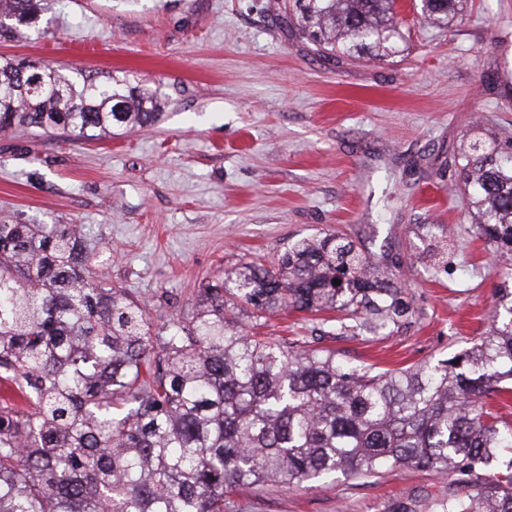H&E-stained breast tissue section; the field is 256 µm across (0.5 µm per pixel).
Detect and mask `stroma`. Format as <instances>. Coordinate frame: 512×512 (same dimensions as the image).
I'll use <instances>...</instances> for the list:
<instances>
[{"mask_svg":"<svg viewBox=\"0 0 512 512\" xmlns=\"http://www.w3.org/2000/svg\"><path fill=\"white\" fill-rule=\"evenodd\" d=\"M281 3L42 0L24 37L0 36V57L112 74L161 113L85 140L0 132V221L82 225L108 255L94 279L144 301L158 328L191 311L203 280L335 233L392 264L412 315L336 335L283 314L264 334L357 367L448 358L486 334L512 287L460 174L472 127L512 152V0H460L448 28L404 30L401 53L339 60L284 25ZM451 482L395 466L260 486L229 512H396Z\"/></svg>","mask_w":512,"mask_h":512,"instance_id":"35a3bbf8","label":"stroma"}]
</instances>
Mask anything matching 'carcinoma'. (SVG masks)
Wrapping results in <instances>:
<instances>
[{
    "mask_svg": "<svg viewBox=\"0 0 512 512\" xmlns=\"http://www.w3.org/2000/svg\"><path fill=\"white\" fill-rule=\"evenodd\" d=\"M40 0H0L3 20L38 19ZM457 0H420L448 23ZM397 0H283L330 57L399 52ZM157 98L109 76L0 60V131L70 139L133 129ZM465 183L478 236L512 257V156L470 134ZM97 246L75 224L0 223V512H224L262 485L297 487L388 465L456 476L425 512H512V431L490 400L512 391V292L486 335L437 363L353 368L334 350L257 336L270 315L340 312L377 332L410 313L402 289L350 240L320 232L271 267L244 263L202 285L191 316L160 333L146 305L91 276ZM340 284H333V280ZM249 307L250 322L227 316Z\"/></svg>",
    "mask_w": 512,
    "mask_h": 512,
    "instance_id": "1",
    "label": "carcinoma"
}]
</instances>
